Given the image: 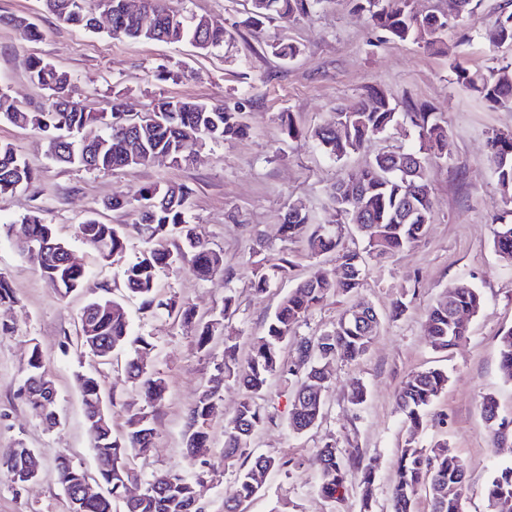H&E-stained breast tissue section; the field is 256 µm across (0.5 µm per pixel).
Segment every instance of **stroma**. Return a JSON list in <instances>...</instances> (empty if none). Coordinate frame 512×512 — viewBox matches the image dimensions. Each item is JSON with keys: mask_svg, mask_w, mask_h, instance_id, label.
Here are the masks:
<instances>
[{"mask_svg": "<svg viewBox=\"0 0 512 512\" xmlns=\"http://www.w3.org/2000/svg\"><path fill=\"white\" fill-rule=\"evenodd\" d=\"M511 1L481 0L470 16L448 27L438 44L428 48L390 40L352 0H323L312 15L250 26L245 23L248 0H168L171 9L209 17L228 31L223 47L204 52L186 40L114 38L105 22L90 33L58 19L45 0H0V92L18 104L32 107L45 99L44 91L26 75L27 60L38 57L67 71L73 97L94 112L115 100L126 111L139 113L163 97H192L241 112L248 126L239 139L193 147L188 160L178 164L159 159L132 171H92L55 163L39 130L0 121V142L12 144L38 173L32 186L0 199V226L20 225L31 212H40L92 282L108 286L122 299L136 333L151 337L155 345L149 362L165 378L168 390L154 410L148 457L132 459V467L201 476L205 512H224V493L233 480L222 461L224 429L242 392L233 383L222 387L206 425L213 468L203 471L199 458L184 447L186 412L215 375L224 339L215 337L208 350L198 349L196 326L219 318L225 291L234 288L239 309L228 329L238 338L240 359H247L280 299L316 268L335 271V263L308 254L304 239L283 242L280 227L289 206L298 201L305 204L310 223H335L336 211L327 197L333 183L365 167L377 153L416 147L405 125L339 161L316 145L315 129L336 108L377 89L396 101L409 98L428 105L447 129L442 157L428 166L433 219L419 242L371 263L357 292L330 296L299 328V335H318L345 309L358 305L371 306L381 316L370 351L358 360L333 364L321 424L299 434L291 431L292 387L283 378H272L267 398L274 419L255 432L250 446L288 459L290 466L268 476L247 512H271L285 501L295 504L297 512H363L357 470H350L348 491L335 506L318 494L316 454L328 441L373 466L372 512H389L398 450L405 437L396 394L408 375L429 368L446 371L448 387L432 408L436 420L425 439L448 441L465 464V512H487L484 489L493 466L512 465V443L495 444L480 414L481 399L490 393L501 414L512 417V382L501 375L498 353L501 334L512 329V261L493 249L490 216L493 207H505L506 202L487 140L494 132L512 131V105L490 106L462 88L453 67L484 72L512 61V49L497 47L493 40L499 8ZM12 17L36 24L39 37L28 38L9 25ZM275 41L297 44L302 52L282 60L270 50ZM161 67L185 71L186 76L156 83L151 75ZM292 126L297 135H289ZM155 183L192 189L190 219L211 248L224 255L223 272L205 280L185 266L159 271L162 293L194 308L196 321L188 325L164 314L141 312L138 300L128 296L122 268L141 249L137 235H130L124 260L104 263L78 232L89 217L106 224L135 223L133 212L110 210L106 204ZM272 247L286 248L295 267L267 293L254 294L252 269ZM0 275L14 295L12 303L0 304V325L11 328L0 335V448H31L41 461L37 479L21 490L0 472V512H68L57 480L58 459L93 463L77 374L94 372L106 396L113 398L110 413L116 436L126 433L129 412L146 409L147 402L134 391L122 366L98 364L81 347L78 317L85 293L60 297L41 278L37 262L19 253L3 234ZM460 280L480 290L485 304L468 321L467 341L440 351L425 331L426 312ZM400 297L407 309L396 318L392 309ZM34 344L57 391L52 422L18 394ZM357 384L367 391L360 406L350 402Z\"/></svg>", "mask_w": 512, "mask_h": 512, "instance_id": "1", "label": "stroma"}]
</instances>
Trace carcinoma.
<instances>
[{
    "mask_svg": "<svg viewBox=\"0 0 512 512\" xmlns=\"http://www.w3.org/2000/svg\"><path fill=\"white\" fill-rule=\"evenodd\" d=\"M247 22L259 24L275 14L283 19H296L314 12L323 0H250ZM355 7L366 13L372 25L398 41L412 40L427 46L438 42L448 28V21L434 15L417 16L410 0H354ZM86 0H46L48 9L59 19L90 32L96 31L95 11L86 8ZM500 29L499 43L512 46V11L502 9L496 20ZM110 35L143 41L189 40L201 50L219 48L227 32L205 22V17H186L166 6L164 0H146L142 12L127 15L112 12ZM29 81L47 91L46 102L31 111L20 108L0 94V120L19 127H31L48 134V152L56 162L89 170H133L150 162L156 154H168L174 163L185 160L178 152L183 145L203 146L207 142L229 141L246 133L243 116L217 104L191 98H161L151 111L129 114L112 103L111 110L92 112L72 99L71 76L49 61L29 60ZM456 83L477 93L495 106L512 104V63L494 68L489 73L454 68ZM405 122L417 133L418 146L409 151L377 154L371 163L356 173L337 181L329 191L336 209V223L315 224L306 237V246L314 257L336 260V275L317 269L302 279L279 302L267 321L264 336L253 347L246 365L238 360L237 337L224 334V358L219 364L221 374L211 380L187 412L185 444L187 452L207 459L208 436L205 425L213 402L219 397L227 380L238 384L242 399L236 414L224 431V465L234 469V480L224 499V512H238L264 488L267 475L288 468L289 461L273 455L257 454L248 440L254 432L271 420L258 399L268 389L274 375L291 381L294 390L288 426L296 433L320 423L324 417L326 393L329 388L330 365L338 359L353 361L364 356L378 333L380 319L376 312L359 320L352 309L344 311L332 329L314 338L297 339L298 362L286 364L281 350L296 339V331L332 294L347 295L358 290L366 277L368 262L381 261L419 241L431 222L432 202L427 180L426 163L438 158L447 138L446 129L433 113L412 100L394 102L382 92L370 94L334 112L333 119L314 132L318 147L329 157L341 160L360 150L372 138L390 127ZM343 125L346 135L336 136V126ZM488 151L501 187L512 189V133L504 137L496 132L488 139ZM37 172L25 156L12 144L0 143V197L15 193L33 183ZM192 189L183 184L154 185L143 188L133 198L115 197L114 209L130 208L137 212L138 222L132 225L146 247L123 270L129 294L140 301V309L176 316L185 323L195 318L193 308L178 303L158 290L157 271L189 264L201 279L224 271V258L211 250L188 220ZM364 216L357 230L364 242L360 250L347 247L343 225L351 224L356 214ZM493 247L512 257V209L495 212L492 219ZM308 226L303 204L293 205L281 225L282 238L292 241ZM81 237L103 261L121 257L127 248V235L120 224H104L89 218L79 225ZM174 238L176 250L163 242ZM30 244L46 246V260L40 269L41 278L61 297L79 290L91 291L92 297L82 308L80 320L87 321L90 337L81 345L96 354L94 344L112 348V354L126 355L125 372L134 389L146 397L163 401L167 392L164 378L142 360L154 350L147 336L135 334L122 302L110 296L105 285L92 284L84 267L69 263L67 246L38 212L25 217L22 237L16 241L21 252ZM294 262L288 252L279 250L253 271L252 290L266 293L272 282L290 273ZM484 305L480 291L466 282L449 287L448 295L431 305L427 311L426 331L431 344L448 351L467 336V325L458 322V312L478 313ZM219 322L212 320L199 326L196 341L205 350L218 331ZM500 366L512 380V330L500 339ZM82 396L85 423L91 437L97 466V479L112 493L101 499L86 500L79 512H117L116 504L124 503L122 512H203L195 501L200 477H187L178 472H155L142 477L129 460L144 455L152 446L154 431L150 416L135 412L128 420V431L118 438L112 434V417L104 406L105 396L100 381L93 374L77 376ZM448 385V375L439 369L413 373L400 388L396 406L407 426L408 434L399 450L397 479L391 493V512H413L420 492L430 501V512H464L466 471L463 463L446 442L425 446L419 440L427 417L439 395ZM20 392L27 403L41 412L45 419H55V386L46 371L38 346H33L26 376ZM481 410L487 427L496 441L512 438V420L499 416L496 398L483 397ZM319 490L334 503L347 491V473L361 472L360 489L364 510L371 508L374 470L370 465L336 445L326 443L316 456ZM59 484L76 492L88 471L62 456L57 465ZM0 470L7 472L16 487L33 482L28 457L23 448H0ZM136 480L145 487L143 497L129 503L122 497L125 483ZM488 512H512V465L492 469L486 486Z\"/></svg>",
    "mask_w": 512,
    "mask_h": 512,
    "instance_id": "cac0c4a2",
    "label": "carcinoma"
}]
</instances>
